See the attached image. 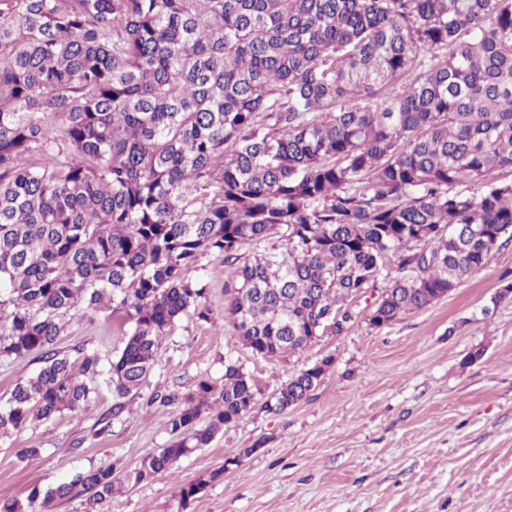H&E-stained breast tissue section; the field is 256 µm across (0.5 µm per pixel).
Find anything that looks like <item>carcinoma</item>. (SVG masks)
I'll use <instances>...</instances> for the list:
<instances>
[{
  "instance_id": "1",
  "label": "carcinoma",
  "mask_w": 512,
  "mask_h": 512,
  "mask_svg": "<svg viewBox=\"0 0 512 512\" xmlns=\"http://www.w3.org/2000/svg\"><path fill=\"white\" fill-rule=\"evenodd\" d=\"M512 0H0V356L45 363L0 405V438L88 406L108 373V433L181 316L211 320L190 272L234 268L224 321L272 357L303 349L369 291L380 328L488 263L512 230ZM477 195L454 191L462 182ZM130 319L103 369L55 349L64 318ZM320 363L273 391L282 412ZM262 391L224 364L176 406L166 447L92 468L0 512L76 488L101 512L211 444ZM181 489L187 501L221 478Z\"/></svg>"
}]
</instances>
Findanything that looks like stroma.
<instances>
[{"label":"stroma","mask_w":512,"mask_h":512,"mask_svg":"<svg viewBox=\"0 0 512 512\" xmlns=\"http://www.w3.org/2000/svg\"><path fill=\"white\" fill-rule=\"evenodd\" d=\"M231 273L212 253L192 272L207 282L218 317ZM510 282L506 240L432 305L374 329L364 320L371 297L354 300L341 335L283 358L253 355L230 325L184 316L108 435H92L112 405L101 379L87 409L33 421L0 443V498L116 461L135 469L169 440L170 410L147 406L149 396L221 383L226 360L269 393L329 356L333 366L309 400L282 412L253 409L170 473L116 488L104 512H512V295L498 296ZM123 339L111 311H80L57 348L73 360L84 350L106 361ZM245 448L249 456L226 466ZM217 469L220 479L182 499L181 487Z\"/></svg>","instance_id":"obj_1"}]
</instances>
